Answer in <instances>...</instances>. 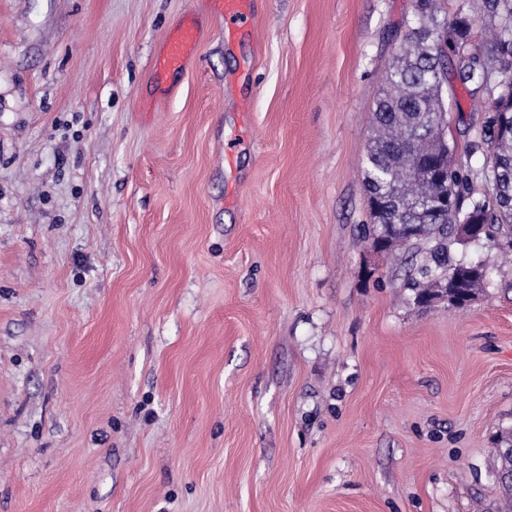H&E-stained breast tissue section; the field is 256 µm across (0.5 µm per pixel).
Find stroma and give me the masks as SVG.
<instances>
[{"label":"stroma","mask_w":512,"mask_h":512,"mask_svg":"<svg viewBox=\"0 0 512 512\" xmlns=\"http://www.w3.org/2000/svg\"><path fill=\"white\" fill-rule=\"evenodd\" d=\"M250 2L0 0V512H501L512 262L422 308L359 240L416 0ZM213 9L232 23L243 22L250 12V0H210ZM198 39L197 27L190 16L167 38L164 50L158 58L155 74L182 70L193 56Z\"/></svg>","instance_id":"35a3bbf8"}]
</instances>
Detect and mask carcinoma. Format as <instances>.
Segmentation results:
<instances>
[{"mask_svg": "<svg viewBox=\"0 0 512 512\" xmlns=\"http://www.w3.org/2000/svg\"><path fill=\"white\" fill-rule=\"evenodd\" d=\"M512 18V0H470V8L453 17L440 16L436 0H417V18L405 43L383 76V90L373 110V133L364 159V186L371 223L362 225V239L373 248L389 251L404 247L411 264L404 286L415 291V300L438 297L444 281L452 280L465 261L456 248L465 244L458 221L471 212L486 225L490 240L512 239V91L501 94L495 86L503 66L512 59V40L495 41L488 53L472 43L473 22L490 23ZM446 33L452 45L447 52L433 35ZM453 77L472 96L489 99L488 116L469 145L467 161L458 167L454 149L445 138L447 109L442 88ZM483 157L482 165L476 159ZM434 163L449 171L448 193L457 197L455 221L434 214L432 196L438 191L426 167ZM496 170V198L473 190L477 179L488 180ZM504 453L497 455L498 482L506 509H512V490L505 479L512 474V431L502 433Z\"/></svg>", "mask_w": 512, "mask_h": 512, "instance_id": "cac0c4a2", "label": "carcinoma"}]
</instances>
